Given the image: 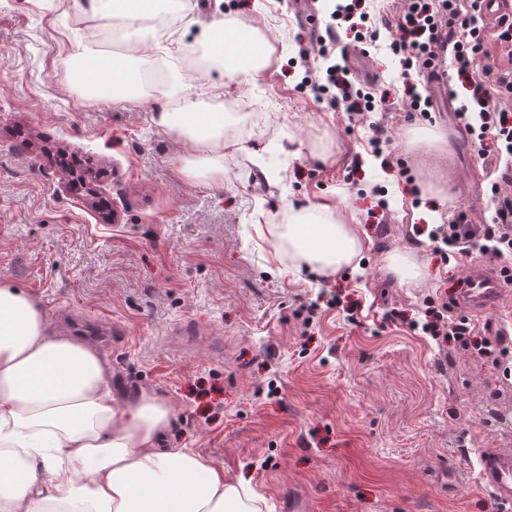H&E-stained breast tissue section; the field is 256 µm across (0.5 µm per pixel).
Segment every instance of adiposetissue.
Returning <instances> with one entry per match:
<instances>
[{"mask_svg": "<svg viewBox=\"0 0 512 512\" xmlns=\"http://www.w3.org/2000/svg\"><path fill=\"white\" fill-rule=\"evenodd\" d=\"M174 0H84L96 19L120 18L125 27L169 13ZM202 43L224 65L228 79L255 78L268 46L246 21L219 19ZM127 53L91 56L76 45L72 57L95 83L123 98L141 78ZM154 122L192 142L202 153L201 175L224 185V115L187 104L157 113ZM288 250L323 274L352 264L363 250L358 225L342 212L313 203L288 215ZM171 410L142 393H112L109 366L91 349L48 333L44 311L23 291L0 284V512H259L257 495L224 469L188 448L160 445Z\"/></svg>", "mask_w": 512, "mask_h": 512, "instance_id": "adipose-tissue-1", "label": "adipose tissue"}]
</instances>
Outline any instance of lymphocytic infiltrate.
<instances>
[{
    "instance_id": "1",
    "label": "lymphocytic infiltrate",
    "mask_w": 512,
    "mask_h": 512,
    "mask_svg": "<svg viewBox=\"0 0 512 512\" xmlns=\"http://www.w3.org/2000/svg\"><path fill=\"white\" fill-rule=\"evenodd\" d=\"M483 10L484 0H407L392 46L406 74L428 68L439 52L450 51L459 79L467 81L472 91L469 103L458 108L456 118L465 129H477L481 156L499 160L512 157V118L499 110L493 94L512 93V64H489L487 31L478 24ZM331 18L327 37L319 42L322 54L333 52L338 22H346L357 39L375 35L366 25L362 0H345ZM349 75L346 66L334 64L328 67L325 81H312L311 86L347 112L373 111L374 97L356 89ZM431 237L462 254L478 250L494 258L512 255V196L497 197L492 221L483 226L480 236H473L468 224L461 221L436 229Z\"/></svg>"
}]
</instances>
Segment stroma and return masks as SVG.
<instances>
[{
    "label": "stroma",
    "mask_w": 512,
    "mask_h": 512,
    "mask_svg": "<svg viewBox=\"0 0 512 512\" xmlns=\"http://www.w3.org/2000/svg\"><path fill=\"white\" fill-rule=\"evenodd\" d=\"M405 0H371L378 40L339 35L356 86L388 89L386 109L351 116L318 99L304 77L329 65L294 0H185L193 25L185 49L165 56L172 81L194 79L189 99L212 111L251 98L262 114L224 152V186L187 173L196 152L157 127V102L183 94L148 87L112 100L71 83L72 46L104 54L79 26L72 0H0V284L43 309L50 335L79 338L102 322L103 357L123 398L145 391L174 417L163 442L190 448L249 483L281 512L293 486L312 512H502L483 487L479 459L512 448V289L497 311H469L480 343L425 335L429 306H448L468 269L488 256L438 250L431 229L466 213L491 221L490 186L512 181L489 169L454 111L471 91L447 66L450 95L430 116L410 115L392 24ZM244 18L266 35L270 64L237 83L200 55L201 26ZM423 126L446 139L453 196H428L436 173L404 133ZM382 137L381 151L371 141ZM312 202L343 207L359 224L358 271L311 272L274 256L258 238L265 212L287 224ZM406 252L422 275L400 285L387 257ZM448 318H456L450 310Z\"/></svg>",
    "instance_id": "1"
}]
</instances>
